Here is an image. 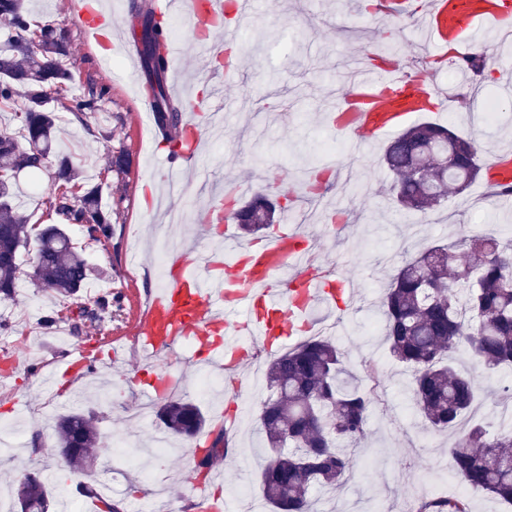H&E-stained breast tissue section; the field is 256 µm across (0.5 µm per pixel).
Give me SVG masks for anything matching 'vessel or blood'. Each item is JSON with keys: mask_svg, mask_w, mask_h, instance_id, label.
<instances>
[{"mask_svg": "<svg viewBox=\"0 0 512 512\" xmlns=\"http://www.w3.org/2000/svg\"><path fill=\"white\" fill-rule=\"evenodd\" d=\"M227 0H156L159 13H181L191 22L201 41L204 56H220L225 43L234 41L224 28ZM480 12L469 0H455L451 9L440 10L439 19L449 27L473 29ZM65 23L85 39L104 49L112 47V14L100 0H80L70 8ZM363 82L382 86L385 95L401 98L405 78L385 79L375 69L361 72ZM182 119V136L176 148L178 167L189 166L202 152L205 134L216 115L202 99H187ZM398 116L393 112H357L352 133L357 143L391 128ZM168 285L140 313L133 343L148 358L167 354L177 359L184 341L197 347L196 362L215 372L244 360L248 351L265 353L281 347L294 336L304 335L313 304L332 305L338 294L353 291L350 279L334 269L314 266L302 246L295 225H282L272 236L230 252L211 251L199 261L183 252L172 256L166 270ZM247 337L250 348L235 345V337ZM180 377L155 375L142 393L158 402L175 393Z\"/></svg>", "mask_w": 512, "mask_h": 512, "instance_id": "vessel-or-blood-1", "label": "vessel or blood"}]
</instances>
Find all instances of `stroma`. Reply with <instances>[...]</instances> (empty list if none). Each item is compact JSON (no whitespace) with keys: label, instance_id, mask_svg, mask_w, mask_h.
Listing matches in <instances>:
<instances>
[{"label":"stroma","instance_id":"obj_1","mask_svg":"<svg viewBox=\"0 0 512 512\" xmlns=\"http://www.w3.org/2000/svg\"><path fill=\"white\" fill-rule=\"evenodd\" d=\"M436 3L256 0L248 15L232 24L237 64L223 77L224 127L212 134L209 152L192 166L196 181L223 185L241 203L258 193L294 198L308 181L309 168L327 166L333 171L332 189L307 207L340 215L318 258L353 279L358 300L354 307L337 313L320 310L312 318L344 351L359 388L370 393L374 403L365 444L354 453V478L336 493L313 491L314 512H333L340 502L350 512H398L405 501L456 494L461 488L451 477L449 448L454 437L423 429L407 391V376L383 341L380 304L392 268L402 257L457 239L475 224L490 232L512 231V204L496 201L491 186L480 178L431 213L400 209L389 192L392 176L381 162L387 138L355 153L335 123L340 104L351 99L363 98L366 112L378 104L379 89L355 84L359 68L396 71L412 75L418 84L452 85L455 95L450 106L442 94H435L434 104L412 110L399 120V127L437 122L478 139L481 159L512 154V94H505L498 74L489 81L473 74L464 82L457 79L455 45L460 35L449 30L444 39L433 36ZM169 24V44L176 49L180 86L187 93L197 88L192 77L203 69V58L190 21L173 15ZM66 37L74 75L70 93L85 92L90 78L111 90L89 127L67 113L59 126L63 151L83 166L84 186L100 190L99 203L112 216L113 235L109 243L90 244L79 229H71L73 241L100 272L76 297L40 288L30 276L33 257L26 254L13 299L0 300V320L28 328L31 334L25 346H0V365L10 366L9 377L0 383V424L12 423L18 409L27 411L25 428L16 435L10 456L0 458V502L8 505L15 498V474L45 467L54 470L56 507L74 496L80 481L115 498L125 497L135 486L140 498L151 499L149 484L137 482L135 473L126 471L115 447L131 441L141 449L156 448L165 429L156 419L136 417L147 374L132 356L122 365L108 366L110 345L132 334L142 306L158 288L155 249L160 239L174 245L193 239L203 248L210 235L195 222L201 199L194 187L177 189L173 205L181 220L174 224L156 223L145 203L149 192L164 187L169 162L163 135L143 110L141 76L130 74L122 55L102 65L100 49L79 31L67 30ZM117 151L127 160L120 175L108 169L110 155ZM109 290L121 294L123 313L106 328L87 327L77 333L66 322L57 331L41 327L44 314L92 303ZM78 344L99 360L97 370L80 383L65 372L69 353ZM33 362L44 367V374L28 372ZM368 364L376 366L378 380L364 376ZM198 373V368H184L180 393L198 400L213 426L225 424L227 407L237 410L234 451L219 461L224 512H269L245 493L258 485L263 456L256 423L257 405L265 393L262 366L253 362L227 376L220 400L198 398ZM103 383L111 389L106 401L97 397ZM76 409L108 414L99 426L102 444L94 466L82 471L72 470L53 446L56 417ZM37 433L43 442L39 449L31 443ZM190 473L183 447L170 449L168 457L154 463L155 481L167 484L173 497L187 496Z\"/></svg>","mask_w":512,"mask_h":512}]
</instances>
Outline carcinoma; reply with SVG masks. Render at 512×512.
<instances>
[{
    "label": "carcinoma",
    "instance_id": "obj_1",
    "mask_svg": "<svg viewBox=\"0 0 512 512\" xmlns=\"http://www.w3.org/2000/svg\"><path fill=\"white\" fill-rule=\"evenodd\" d=\"M142 36L135 37L144 90L152 100L156 125L178 133L185 104L167 92L170 69L166 16L137 11ZM0 23L11 32L0 51V109L17 113L19 126L0 129V299L13 298L21 252L34 251L32 277L59 295H76L93 276L68 234L76 226L89 242L112 239V224L99 205L97 188L75 195L82 185L79 167L56 150L59 113L74 119L99 110L108 88L69 95L74 81L63 65L69 44L49 24L36 21L27 0H0ZM459 67L481 75L482 55L462 57ZM384 163L395 177L396 202L403 208H434L482 174L479 146L432 123H416L387 146ZM55 168L57 187L48 216L51 224H32L23 211L19 175ZM286 211L277 199L259 196L235 211L241 231L255 235ZM385 339L390 355L408 371L416 412L431 432L456 435L449 452L452 477L472 491L512 504V427L490 434L470 424L481 393L478 376L457 369L474 362L488 380L512 368V238L489 233L435 244L396 266L384 299ZM121 295L99 294L93 305H79L76 319L101 328L121 311ZM337 344L311 336L272 357L265 368L267 396L257 411L264 456L258 483L271 512H312L313 489L334 492L347 480L353 458L339 445L366 438L372 398L353 384ZM157 415L173 436L213 437L197 465L202 473L233 447L227 432L207 430L208 419L194 401L173 395L158 404ZM99 416L72 411L56 418V446L70 453V466L84 469L99 444ZM18 512H46L49 485L22 473L16 479ZM417 512H470L456 496L423 500Z\"/></svg>",
    "mask_w": 512,
    "mask_h": 512
}]
</instances>
